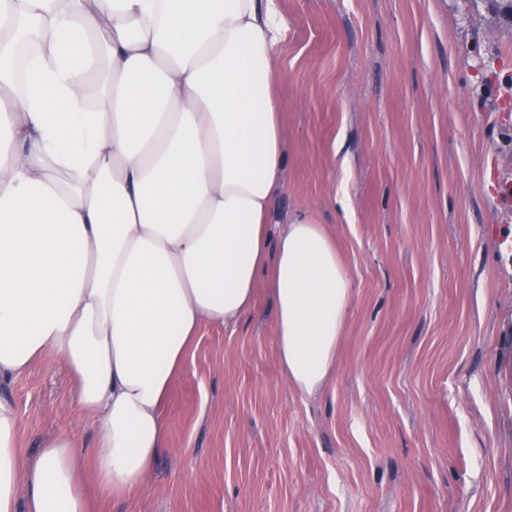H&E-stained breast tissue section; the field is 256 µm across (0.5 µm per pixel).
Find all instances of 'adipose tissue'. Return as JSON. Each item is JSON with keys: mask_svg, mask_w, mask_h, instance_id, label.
Masks as SVG:
<instances>
[{"mask_svg": "<svg viewBox=\"0 0 512 512\" xmlns=\"http://www.w3.org/2000/svg\"><path fill=\"white\" fill-rule=\"evenodd\" d=\"M290 32L282 0H0V383L63 362L99 425L89 470L61 435L26 457L0 398V512L142 494L199 330L237 324L259 284L287 382L325 386L353 288L323 225L272 220Z\"/></svg>", "mask_w": 512, "mask_h": 512, "instance_id": "obj_1", "label": "adipose tissue"}]
</instances>
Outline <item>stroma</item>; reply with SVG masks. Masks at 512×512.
<instances>
[{"label":"stroma","instance_id":"35a3bbf8","mask_svg":"<svg viewBox=\"0 0 512 512\" xmlns=\"http://www.w3.org/2000/svg\"><path fill=\"white\" fill-rule=\"evenodd\" d=\"M288 154L273 218L323 224L353 296L315 395L282 374L259 287L202 326L147 492L96 512H512V24L496 0H283ZM21 446L98 426L62 362L0 385Z\"/></svg>","mask_w":512,"mask_h":512}]
</instances>
